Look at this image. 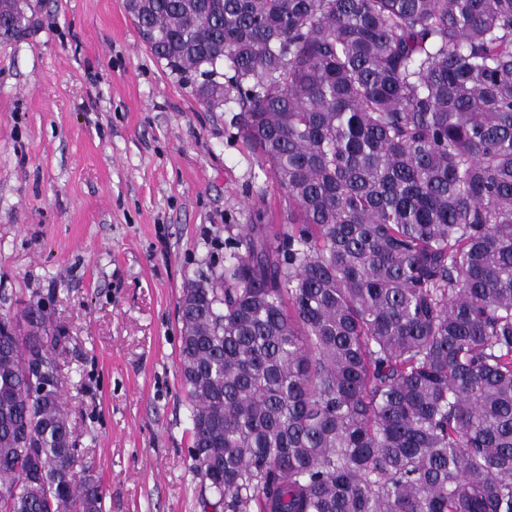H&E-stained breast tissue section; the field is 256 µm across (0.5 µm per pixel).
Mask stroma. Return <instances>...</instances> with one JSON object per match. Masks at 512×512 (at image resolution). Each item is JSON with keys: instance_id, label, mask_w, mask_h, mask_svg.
Wrapping results in <instances>:
<instances>
[{"instance_id": "obj_1", "label": "stroma", "mask_w": 512, "mask_h": 512, "mask_svg": "<svg viewBox=\"0 0 512 512\" xmlns=\"http://www.w3.org/2000/svg\"><path fill=\"white\" fill-rule=\"evenodd\" d=\"M0 38V312L46 304L105 512H216L188 456L178 302L227 225L288 221L236 129L145 45L124 0H19ZM17 2V0H0V37L19 36L26 28L27 17L18 7Z\"/></svg>"}]
</instances>
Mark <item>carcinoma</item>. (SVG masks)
I'll use <instances>...</instances> for the list:
<instances>
[{
	"label": "carcinoma",
	"mask_w": 512,
	"mask_h": 512,
	"mask_svg": "<svg viewBox=\"0 0 512 512\" xmlns=\"http://www.w3.org/2000/svg\"><path fill=\"white\" fill-rule=\"evenodd\" d=\"M126 8L288 200L179 300L215 505L512 512V0ZM45 309L0 314V512H105Z\"/></svg>",
	"instance_id": "1"
}]
</instances>
